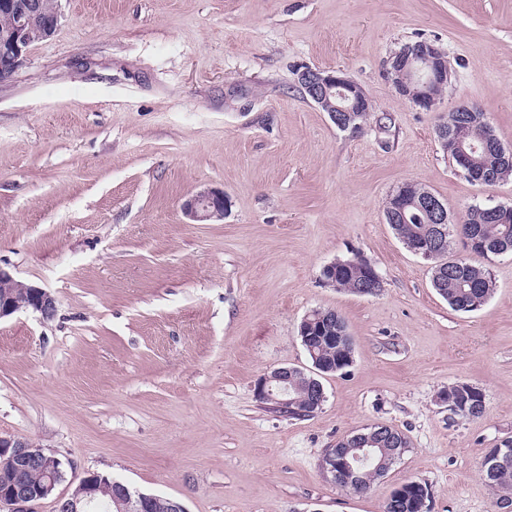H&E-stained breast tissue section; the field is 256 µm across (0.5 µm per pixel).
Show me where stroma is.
I'll use <instances>...</instances> for the list:
<instances>
[{"mask_svg": "<svg viewBox=\"0 0 512 512\" xmlns=\"http://www.w3.org/2000/svg\"><path fill=\"white\" fill-rule=\"evenodd\" d=\"M54 36L0 83V265L56 296L45 321H0V436L60 458L61 491L99 472L187 512H384L401 484L430 512H497L486 454L512 439V258L478 311L449 307L432 261L384 219L411 182L453 223L512 206V177L460 175L436 134L462 100L512 148V0H58ZM445 55L433 109L393 87L406 44ZM342 71L366 91L362 129L340 130L296 71ZM229 198L195 224L183 201ZM360 256L382 280L358 296L323 267ZM340 314L352 364L322 376L306 419L269 409L259 378L307 370L306 314ZM480 387L481 418L441 397ZM385 425L408 442L360 494L325 478L326 449ZM184 215L194 223L221 221L228 211V200L224 191L201 190L182 204Z\"/></svg>", "mask_w": 512, "mask_h": 512, "instance_id": "obj_1", "label": "stroma"}]
</instances>
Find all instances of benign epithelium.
Returning <instances> with one entry per match:
<instances>
[{
    "label": "benign epithelium",
    "mask_w": 512,
    "mask_h": 512,
    "mask_svg": "<svg viewBox=\"0 0 512 512\" xmlns=\"http://www.w3.org/2000/svg\"><path fill=\"white\" fill-rule=\"evenodd\" d=\"M0 6L11 10V20L0 43V79L7 80L23 65L33 41V33L42 29L44 37L52 36L58 19L46 22L42 0H25L12 6L8 0ZM401 67L417 75V94L412 102L430 110L437 102L433 88L448 82L449 73L443 53L429 42L417 43L406 48L401 55ZM298 82L310 98L327 108L329 112L342 113L338 123L343 129H358L352 124L354 113L359 111L362 101L367 99L363 88L341 75V71L330 73L320 69L305 68L298 73ZM339 95L342 104L328 106L330 97ZM427 208L438 224V233L430 241L417 243L412 251L424 257L436 254L437 249L446 240V224L449 223L446 206L435 195L428 194L420 199L415 196L414 184H402L394 203L389 206V215L405 212L409 206ZM184 215L194 223L221 221L228 211V200L224 192L213 189L201 190L182 204ZM21 311H32L42 320H50L57 311L55 296L44 288L17 279L10 271L0 266V320L9 318ZM300 369L279 367L263 375L257 383L256 396L264 401H274L277 407L288 406L290 383ZM10 450V468L0 472L7 489H0V506L8 512H36V506L47 499H53L56 512H94L99 495L112 494V488L119 489L115 499L118 512H144L151 496L133 493L123 482L113 479L109 483L96 480V474L89 473L83 477L74 490L68 494L58 495L56 491L65 480L63 462L60 458L49 455L40 446L24 438L0 437V449ZM323 473L331 480H336V471H341L348 480L356 479L354 461L344 460L341 466L321 464ZM38 472L41 481L28 485L21 479L22 474Z\"/></svg>",
    "instance_id": "benign-epithelium-1"
}]
</instances>
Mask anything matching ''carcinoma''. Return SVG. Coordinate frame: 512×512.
<instances>
[{"label": "carcinoma", "instance_id": "carcinoma-1", "mask_svg": "<svg viewBox=\"0 0 512 512\" xmlns=\"http://www.w3.org/2000/svg\"><path fill=\"white\" fill-rule=\"evenodd\" d=\"M481 112H450L446 115L448 128L457 126L464 121L466 123L480 125ZM477 162L490 174L488 184L492 185L500 180L512 176V161L503 159L497 153L477 146L473 153ZM398 238L405 245H413L420 241L429 240L435 235L430 213L419 207H410L405 216L390 223ZM462 234L471 241L470 249L483 255H512V218L504 222L495 223L486 214V208L475 206L471 208L468 218L462 227L452 225V232L448 234L447 244L434 258L435 267L445 270L443 274L432 276V285L437 293L448 305L456 311L474 312L486 304L493 292V282L489 270L474 266L461 258H448L453 238L456 234ZM363 279V271L359 267H336V279L331 286L349 292H356ZM316 353L319 360L336 366L341 371L349 367V358L353 357V341H337L336 337L348 335L347 326L341 315L330 319H314ZM469 384L458 383L448 387L441 393L444 400H452L456 403H464L467 408H459L454 415L463 420L477 419L483 416L485 405L482 404L480 393L470 394L467 391ZM288 398L291 399L288 416L292 418H307L313 415V409L308 399V376L297 375L295 383L290 388ZM363 434L375 438L379 450L367 464H359L357 468V482L347 483L343 480L336 481L339 486L363 493L370 483L381 476L386 469L393 448H407L405 437L397 430L386 426H371L364 428ZM506 452L494 470L483 466L485 480L499 492V499L512 498V440L501 443ZM426 489V485L417 481H408L399 486L398 510L396 512H420L421 498L419 493Z\"/></svg>", "mask_w": 512, "mask_h": 512}]
</instances>
